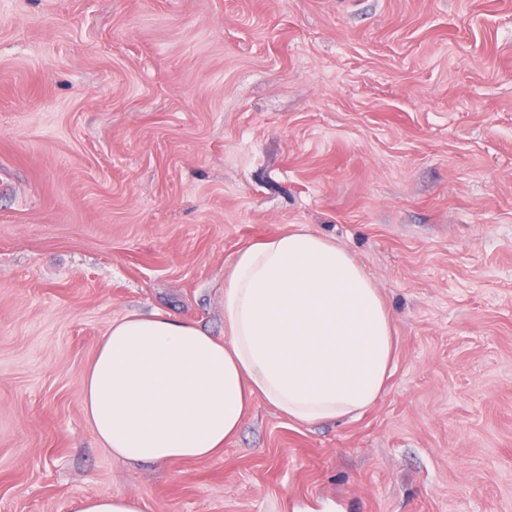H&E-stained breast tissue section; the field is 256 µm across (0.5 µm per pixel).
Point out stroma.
<instances>
[{"instance_id": "obj_1", "label": "stroma", "mask_w": 512, "mask_h": 512, "mask_svg": "<svg viewBox=\"0 0 512 512\" xmlns=\"http://www.w3.org/2000/svg\"><path fill=\"white\" fill-rule=\"evenodd\" d=\"M294 226L395 319L375 403L114 461L80 400L113 321L223 336L238 251ZM100 495L512 512V0H0V512Z\"/></svg>"}]
</instances>
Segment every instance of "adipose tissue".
Here are the masks:
<instances>
[{"label": "adipose tissue", "instance_id": "obj_1", "mask_svg": "<svg viewBox=\"0 0 512 512\" xmlns=\"http://www.w3.org/2000/svg\"><path fill=\"white\" fill-rule=\"evenodd\" d=\"M395 320L349 250L294 227L241 248L224 278V336L155 312L113 322L81 385L118 462L224 449L255 397L310 424L362 413L390 370Z\"/></svg>", "mask_w": 512, "mask_h": 512}]
</instances>
